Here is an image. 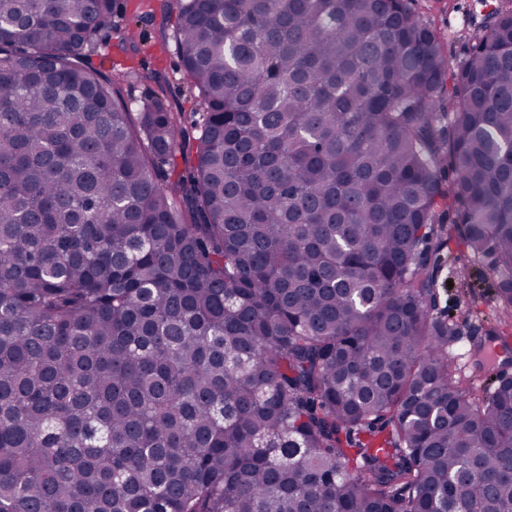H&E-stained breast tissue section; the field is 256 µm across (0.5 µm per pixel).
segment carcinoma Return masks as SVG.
<instances>
[{
    "mask_svg": "<svg viewBox=\"0 0 512 512\" xmlns=\"http://www.w3.org/2000/svg\"><path fill=\"white\" fill-rule=\"evenodd\" d=\"M190 119L88 62L117 0H0V512H512V0H175ZM416 8L428 21L440 31L449 60L464 57L471 44L465 37L467 33L477 32L487 5L495 0H416ZM465 27V33L459 36L458 30ZM437 256L439 270V307L445 308L448 313H453L456 320L461 323L460 344L450 350L452 357L455 358L457 366L461 369L463 375L470 380L472 390L480 392L483 389L482 380L473 373L472 359L467 367H462L460 359L462 355L470 352V343L472 339H484L486 330L490 325V319L494 316L495 288L487 271L481 264H474L470 267L466 280H460L457 276L450 273L448 262V246L444 247ZM447 280H452L453 287L448 289ZM472 302H475V311L472 317L463 320L460 315Z\"/></svg>",
    "mask_w": 512,
    "mask_h": 512,
    "instance_id": "1",
    "label": "carcinoma"
}]
</instances>
